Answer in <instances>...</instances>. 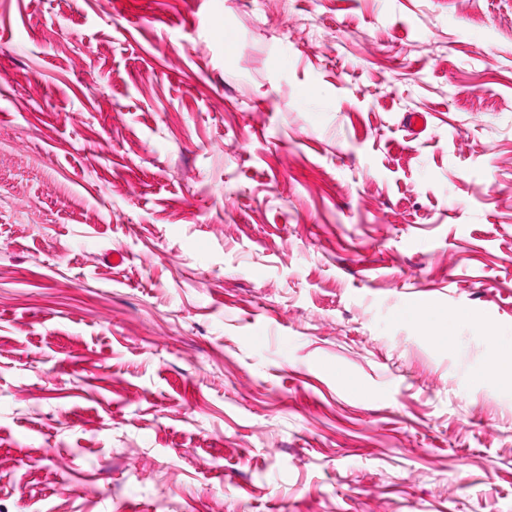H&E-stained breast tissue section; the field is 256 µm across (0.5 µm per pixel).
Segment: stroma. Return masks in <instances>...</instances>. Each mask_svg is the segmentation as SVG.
Segmentation results:
<instances>
[{"label":"stroma","mask_w":512,"mask_h":512,"mask_svg":"<svg viewBox=\"0 0 512 512\" xmlns=\"http://www.w3.org/2000/svg\"><path fill=\"white\" fill-rule=\"evenodd\" d=\"M502 336L512 0H0V512H512Z\"/></svg>","instance_id":"1"}]
</instances>
